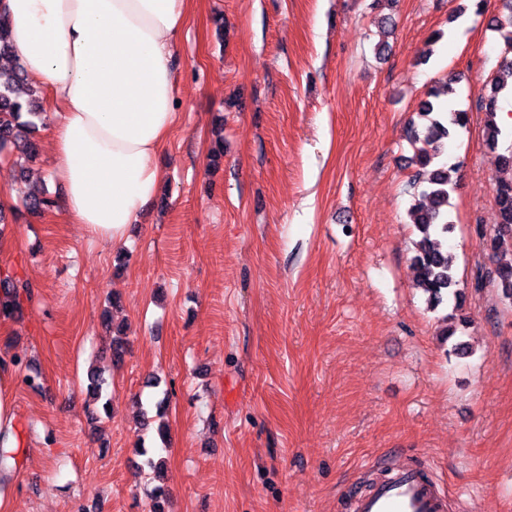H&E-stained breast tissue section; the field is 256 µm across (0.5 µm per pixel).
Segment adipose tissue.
Returning a JSON list of instances; mask_svg holds the SVG:
<instances>
[{
	"label": "adipose tissue",
	"instance_id": "ef3b65f1",
	"mask_svg": "<svg viewBox=\"0 0 512 512\" xmlns=\"http://www.w3.org/2000/svg\"><path fill=\"white\" fill-rule=\"evenodd\" d=\"M187 0H6L14 48L60 105L53 171L68 221L111 246L153 199L176 121L172 45Z\"/></svg>",
	"mask_w": 512,
	"mask_h": 512
}]
</instances>
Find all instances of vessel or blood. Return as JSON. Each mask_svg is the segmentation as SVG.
I'll return each mask as SVG.
<instances>
[{"label": "vessel or blood", "instance_id": "obj_1", "mask_svg": "<svg viewBox=\"0 0 512 512\" xmlns=\"http://www.w3.org/2000/svg\"><path fill=\"white\" fill-rule=\"evenodd\" d=\"M447 509V490L428 470L410 464L376 473L350 503V512H447Z\"/></svg>", "mask_w": 512, "mask_h": 512}]
</instances>
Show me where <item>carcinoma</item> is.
Here are the masks:
<instances>
[{"instance_id":"carcinoma-1","label":"carcinoma","mask_w":512,"mask_h":512,"mask_svg":"<svg viewBox=\"0 0 512 512\" xmlns=\"http://www.w3.org/2000/svg\"><path fill=\"white\" fill-rule=\"evenodd\" d=\"M503 18L495 19L494 28L512 47V0H499ZM507 76H497L490 93L480 97L478 108L485 113L484 137L488 149L496 154L498 167L512 171V145L497 152L502 130L495 121L499 102L512 98V61L503 64ZM24 70L14 52L11 31L4 12H0V150L13 146L26 157L36 156L37 143L31 139L35 130L32 118L40 113L38 100L23 101L15 96V88L23 80ZM455 93L451 81L436 85L420 104V113L428 124L423 128L414 125L407 129V139L413 148L411 163L416 168L412 180L426 176V186L419 192L422 200L412 205L410 219L416 232L413 241L412 266L414 284L426 296L435 310L454 296L463 300L456 279L454 257L448 252V233L453 229L448 216V202L457 188L452 174L457 168L443 161L456 129L466 125L468 113L447 99ZM497 224L481 232L483 249L493 266L478 273L473 288L479 290L487 283L501 289L503 297L512 305V262L502 261V256L512 252V179H499L495 183ZM17 291L9 281L0 283V317L14 319L21 312ZM150 512H166L168 490L163 485L152 488L149 494Z\"/></svg>"}]
</instances>
